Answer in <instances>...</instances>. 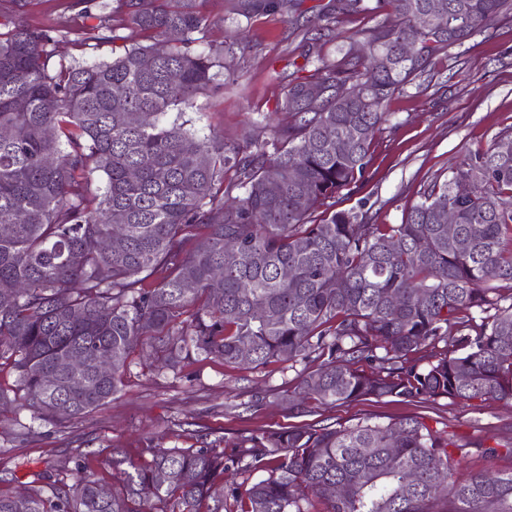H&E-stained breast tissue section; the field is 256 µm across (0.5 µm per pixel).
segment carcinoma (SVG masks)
<instances>
[{
	"label": "carcinoma",
	"mask_w": 512,
	"mask_h": 512,
	"mask_svg": "<svg viewBox=\"0 0 512 512\" xmlns=\"http://www.w3.org/2000/svg\"><path fill=\"white\" fill-rule=\"evenodd\" d=\"M119 2L140 30L158 41L176 31L182 47L159 54L132 43L110 61L55 65L54 47L72 30L28 24L25 0L0 21V227H9L0 235V360L17 376L0 404L18 398L54 426L85 416L119 392L128 359L147 344L158 368L175 374L194 357L312 364L288 398L294 417L313 402L512 401V295L491 285L512 282V153L500 141L429 184L398 224H369L354 209L312 218L316 202L335 206L336 193L363 177L385 103L436 52L491 17L512 21V0H440L446 31L426 20L432 0H376L400 22L365 30L364 55L331 62L305 38L313 69L291 76L281 105L292 120L237 146L162 123L221 66L222 51L191 49L213 23L205 0ZM108 7L72 0L78 15L99 19L83 41L120 39ZM296 7L234 3L248 20ZM368 10L364 0H337L320 19ZM402 41L414 55L381 64ZM96 173L106 177L100 194ZM448 210L465 250L441 223ZM116 232L123 246L114 250L106 240ZM227 240L237 248L225 250ZM74 352L87 356L78 379L62 365ZM99 354L112 360L106 376L95 369ZM463 451L417 417L279 426L231 455L150 447L135 462L110 448L109 465L129 467L120 491L87 475L97 453H81L37 474L22 504L0 492V512H311L315 499L322 512H512V471L458 477L449 461ZM229 470L249 487L234 483L218 497ZM331 485L343 495H327Z\"/></svg>",
	"instance_id": "carcinoma-1"
}]
</instances>
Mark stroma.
<instances>
[{"instance_id":"obj_1","label":"stroma","mask_w":512,"mask_h":512,"mask_svg":"<svg viewBox=\"0 0 512 512\" xmlns=\"http://www.w3.org/2000/svg\"><path fill=\"white\" fill-rule=\"evenodd\" d=\"M331 0H302L297 13H270L252 20L233 14L229 0H207L214 23L201 35L199 51L220 49L223 66L212 88L168 112L196 138L223 137L235 145L264 134L268 117L287 124L278 109L288 93V76L303 66V30L321 32L317 17ZM25 20L54 28L79 29L87 21L69 0H27ZM391 9L341 18L324 40L325 60L356 47L362 31L392 20ZM118 42L84 45L76 34L56 46L64 61L94 63L111 59L122 43H150L124 11L112 13ZM388 121L373 142L366 172L336 195L339 208H366L370 223L397 224L423 190L446 178L478 150L502 134H512V22L492 19L463 45L440 51L419 86L394 95ZM148 352L134 355L123 390L83 418L52 426L33 413L0 405V470L15 473L11 491L23 489L33 474L50 469L77 452L148 446L197 448L216 445L233 453L242 438L290 423L286 398L298 383L303 364L276 362L259 369L224 365L217 359L195 361L182 373L155 376ZM419 416L432 428L454 435L467 448L458 476L512 470V456L489 457L481 448L512 441V401H465L442 397L417 402L385 398L319 407L307 423L354 425L363 420L389 422Z\"/></svg>"}]
</instances>
